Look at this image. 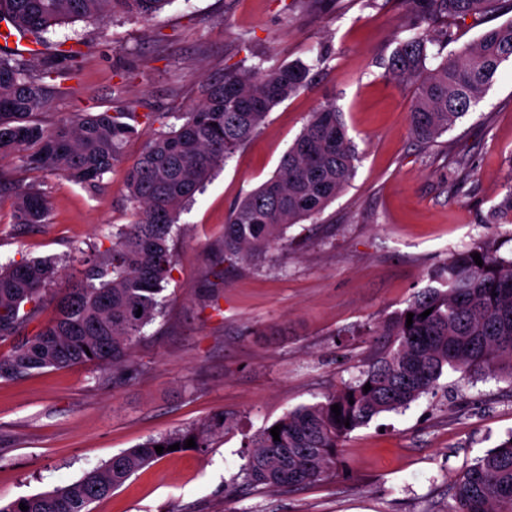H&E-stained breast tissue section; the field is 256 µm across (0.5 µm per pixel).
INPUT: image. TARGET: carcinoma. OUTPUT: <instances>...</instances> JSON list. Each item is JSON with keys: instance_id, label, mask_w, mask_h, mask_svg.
I'll return each instance as SVG.
<instances>
[{"instance_id": "obj_1", "label": "carcinoma", "mask_w": 512, "mask_h": 512, "mask_svg": "<svg viewBox=\"0 0 512 512\" xmlns=\"http://www.w3.org/2000/svg\"><path fill=\"white\" fill-rule=\"evenodd\" d=\"M173 0H0V19L42 45L44 34L66 21H103L115 12L151 19ZM503 0H411L414 37L393 52L389 73L413 82L408 112L413 134L430 143L477 106L503 62L512 60V19L484 29L466 46L433 68L430 46L452 37L451 26L468 19L479 25L500 12ZM73 50L43 54L41 77L22 61L0 56V156L17 154L28 170L63 176L89 190L104 187V176L127 139L136 133L123 114L76 112L52 127L35 115L47 103L41 79L59 73ZM315 64L290 62L232 69L209 83L203 100L182 115L183 122L148 135L127 174L133 220L109 238L77 248L78 267L61 269L52 259L0 265V342L17 339L0 357V379L14 380L47 367L97 363L112 367V382L138 372L134 343L162 314L159 295L174 266L178 211L193 202L214 173L224 167L264 124L269 112L306 88ZM358 154L336 103L310 113L275 173L245 194L225 218L224 255L258 262L284 240L288 227L320 214L356 171ZM14 220L47 224L50 203L37 185L11 187ZM494 216L512 223V180L494 207ZM480 254L483 265L473 256ZM443 289L427 288L386 326V344L354 384L313 405L288 412L259 431L249 444L246 481L266 489L312 485L326 479L339 442L374 417L410 405L432 390L448 369L495 370L507 366L512 379V259L493 244L451 256L434 274ZM54 317L26 333L48 304ZM141 315H136L137 310ZM425 317L420 314L426 310ZM413 324L406 326L407 313ZM371 390L364 391L365 384ZM341 407L335 416L331 406ZM350 427H345V422ZM224 414L112 456L71 484L22 497L0 512H89L142 467L169 454L167 447L195 440V450L212 445L224 431ZM165 447L159 454L155 446ZM448 512H512V436L466 466L449 487ZM28 510L19 508L20 504Z\"/></svg>"}]
</instances>
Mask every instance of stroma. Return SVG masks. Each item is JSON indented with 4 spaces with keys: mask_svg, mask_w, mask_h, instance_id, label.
<instances>
[{
    "mask_svg": "<svg viewBox=\"0 0 512 512\" xmlns=\"http://www.w3.org/2000/svg\"><path fill=\"white\" fill-rule=\"evenodd\" d=\"M407 10L406 0H173L148 22L118 12L49 31L51 43L83 55L44 78L43 124L124 112L137 133L94 193L0 159V176L39 184L50 202L49 223L21 227L12 194L0 195L1 264L62 259L130 223L126 172L151 116L176 123L225 69L325 60L180 214L175 276L163 314L135 346V378L116 384L111 369L89 363L0 380L1 503L78 481L114 454L222 414L227 427L207 451L140 469L91 512H446L460 471L512 437V380L451 370L408 409L344 438L324 481L252 491L240 477L250 437L361 376L384 343L377 327L434 287L433 269L485 241L512 255V224L490 221L512 174V63L477 107L423 145L407 120L414 87L386 70L415 34ZM330 99L360 157L354 178L261 261L225 257L229 210L272 176ZM461 182L467 195L456 191Z\"/></svg>",
    "mask_w": 512,
    "mask_h": 512,
    "instance_id": "35a3bbf8",
    "label": "stroma"
}]
</instances>
